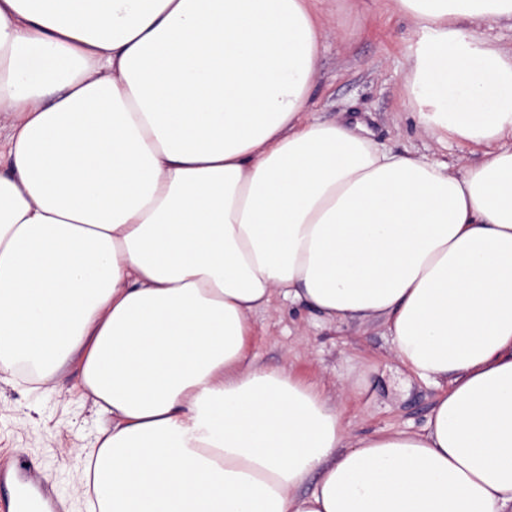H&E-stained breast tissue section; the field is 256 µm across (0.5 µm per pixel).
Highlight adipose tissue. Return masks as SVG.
<instances>
[{
    "label": "adipose tissue",
    "instance_id": "ef3b65f1",
    "mask_svg": "<svg viewBox=\"0 0 512 512\" xmlns=\"http://www.w3.org/2000/svg\"><path fill=\"white\" fill-rule=\"evenodd\" d=\"M321 2L0 0V378L80 357L98 512H512V0H391L459 171L312 117ZM280 295L385 318L426 427L255 365Z\"/></svg>",
    "mask_w": 512,
    "mask_h": 512
}]
</instances>
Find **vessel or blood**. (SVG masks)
<instances>
[{
  "label": "vessel or blood",
  "mask_w": 512,
  "mask_h": 512,
  "mask_svg": "<svg viewBox=\"0 0 512 512\" xmlns=\"http://www.w3.org/2000/svg\"><path fill=\"white\" fill-rule=\"evenodd\" d=\"M0 512H49L53 494L42 485L31 461L24 457L0 460Z\"/></svg>",
  "instance_id": "vessel-or-blood-1"
}]
</instances>
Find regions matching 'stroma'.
<instances>
[{"label":"stroma","mask_w":512,"mask_h":512,"mask_svg":"<svg viewBox=\"0 0 512 512\" xmlns=\"http://www.w3.org/2000/svg\"><path fill=\"white\" fill-rule=\"evenodd\" d=\"M322 22L324 48L310 92L317 118L362 124L369 138L396 153L445 156L460 168L479 159L480 147H444L418 127L404 91L411 23L388 0H326ZM275 305V311L255 317L248 349L257 365L288 366L300 381L332 393L348 386L339 410L355 436L425 428L440 390L397 365L383 321L341 326L303 303L280 298ZM79 374V361H72L57 379V393L21 378L0 381V457H28L66 512H87L77 492L80 451L96 447L110 425L92 399L77 391Z\"/></svg>","instance_id":"obj_1"}]
</instances>
